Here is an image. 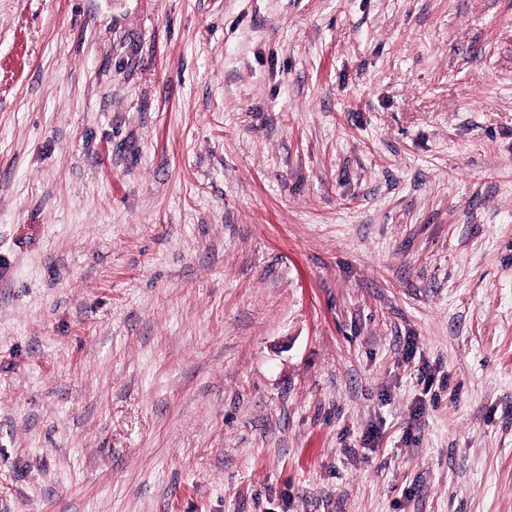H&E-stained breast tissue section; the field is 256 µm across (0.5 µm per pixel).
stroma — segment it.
Here are the masks:
<instances>
[{
    "label": "stroma",
    "mask_w": 512,
    "mask_h": 512,
    "mask_svg": "<svg viewBox=\"0 0 512 512\" xmlns=\"http://www.w3.org/2000/svg\"><path fill=\"white\" fill-rule=\"evenodd\" d=\"M0 512H512V0H0Z\"/></svg>",
    "instance_id": "1"
}]
</instances>
